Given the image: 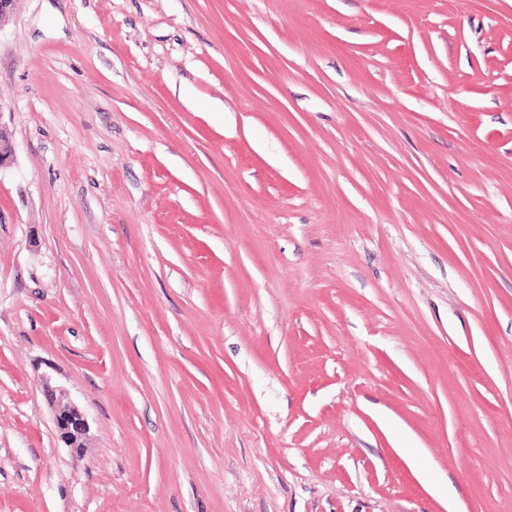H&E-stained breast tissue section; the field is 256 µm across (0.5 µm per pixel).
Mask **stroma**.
Wrapping results in <instances>:
<instances>
[{
  "label": "stroma",
  "instance_id": "35a3bbf8",
  "mask_svg": "<svg viewBox=\"0 0 512 512\" xmlns=\"http://www.w3.org/2000/svg\"><path fill=\"white\" fill-rule=\"evenodd\" d=\"M0 141V512H512V0H14ZM57 401L55 424L63 441L71 448H80L82 436L87 430V420L79 407L71 401Z\"/></svg>",
  "mask_w": 512,
  "mask_h": 512
}]
</instances>
